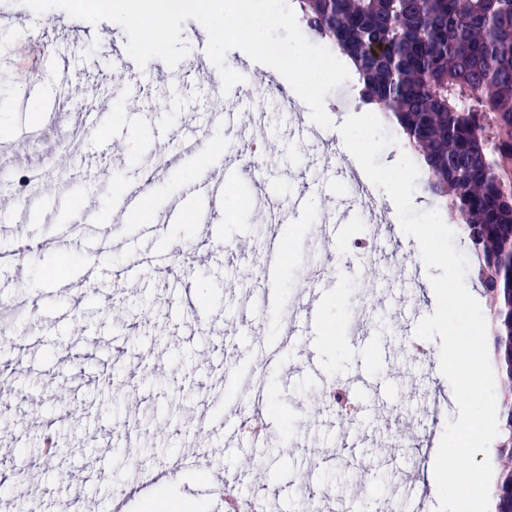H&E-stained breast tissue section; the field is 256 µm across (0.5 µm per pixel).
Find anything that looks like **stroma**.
I'll list each match as a JSON object with an SVG mask.
<instances>
[{
  "label": "stroma",
  "mask_w": 512,
  "mask_h": 512,
  "mask_svg": "<svg viewBox=\"0 0 512 512\" xmlns=\"http://www.w3.org/2000/svg\"><path fill=\"white\" fill-rule=\"evenodd\" d=\"M201 30L197 21H186L182 38L188 53L176 67L158 59L127 73L121 66L128 38L116 23L92 24L60 9L38 16L22 0H0V157L6 161L0 167V251L14 246L12 231L18 226L32 238L54 236L65 224L96 230L85 251L44 253L31 272L0 264V301L31 297L52 269L62 277L79 276L101 257L112 269H121L133 246L146 256L177 245L214 252L203 271L190 263L175 277L146 270L123 279L117 300L126 311L125 322H113L94 296L95 290L111 288L107 278L93 281L92 294L76 301L45 293L36 314L13 320L9 343L0 345V365H11L12 371L0 377V384L20 391L25 402L12 412L11 424L0 423V457H8L16 469H33L36 487L32 499L12 500L13 512H65L72 491L56 479L64 469L85 472L83 501L92 502L95 512H110L139 473L168 469L186 448L203 450L201 467L125 499L124 512H154L171 501L181 504V512H225L223 491L206 487L212 472L232 481L238 500L266 499L269 512H307L301 493L306 486L326 491L328 512H436L438 500L426 492L434 465L427 451L438 447L458 407L439 369V340H422L406 329L407 322L433 313L436 299L418 244L400 226L386 228L375 239L372 257L355 249V241L368 235L366 223L358 218L354 196L336 177L337 167L354 164L349 152L328 163L319 160L312 144L290 137L297 112L282 111L277 95L265 93L251 104L261 110L268 129L252 139L262 159L264 188L244 179L225 186L214 202L224 215L213 223L167 221L173 198L200 177L198 160L166 170L149 189L160 237L140 239L133 220L114 211V186L136 184L151 160L172 151L170 142L156 140L159 126L185 133L208 129L231 155L244 147L235 129L211 124L216 92L196 71V59L206 49L196 38ZM25 71L45 78L36 99L24 96L20 76ZM63 89L68 109L53 111L51 103ZM132 97L138 106L130 115L121 105ZM87 111L127 123L126 139L135 152L121 169L113 168L111 156L93 149L97 129H86L83 147H65L74 113ZM21 142L27 154L18 162L14 146ZM45 158L53 161L55 192L21 185L33 162ZM304 188L314 222L278 226L285 243L279 307L292 306L304 268L322 272L327 288L322 333L312 342L324 377L299 373L305 349L299 336L283 360L265 371L269 401L262 419L279 445L277 455L226 441L220 430L196 439L188 420L204 408L223 424L219 392L238 365L257 362L262 348L247 322L269 310L265 285L262 278L241 277L263 263L266 228L255 214ZM340 210L356 219L344 225L340 244L333 246L323 237L319 219ZM107 228L117 241L109 252L103 249ZM198 286L205 291L199 299L194 296ZM65 308L71 309L72 320L53 323ZM357 315L372 333L363 356L388 381L384 405L370 404L348 381L362 356L352 323ZM118 384L130 387L127 398L115 397ZM331 387L347 392L348 412L331 404L326 394ZM47 426L58 436L51 457L41 451ZM342 429L361 434L360 446L343 447Z\"/></svg>",
  "instance_id": "35a3bbf8"
}]
</instances>
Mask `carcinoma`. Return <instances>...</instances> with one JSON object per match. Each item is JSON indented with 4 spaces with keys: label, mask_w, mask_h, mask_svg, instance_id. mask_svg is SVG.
Here are the masks:
<instances>
[{
    "label": "carcinoma",
    "mask_w": 512,
    "mask_h": 512,
    "mask_svg": "<svg viewBox=\"0 0 512 512\" xmlns=\"http://www.w3.org/2000/svg\"><path fill=\"white\" fill-rule=\"evenodd\" d=\"M295 2L350 63L362 102L395 119L477 255L506 372L498 493L512 512V0Z\"/></svg>",
    "instance_id": "1"
}]
</instances>
